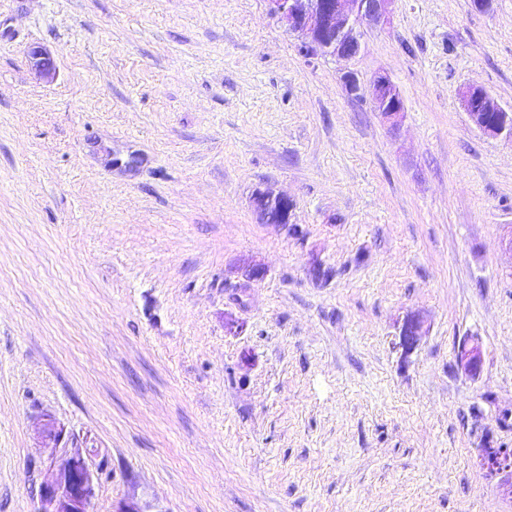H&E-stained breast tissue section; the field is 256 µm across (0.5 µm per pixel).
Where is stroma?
<instances>
[{
    "label": "stroma",
    "mask_w": 512,
    "mask_h": 512,
    "mask_svg": "<svg viewBox=\"0 0 512 512\" xmlns=\"http://www.w3.org/2000/svg\"><path fill=\"white\" fill-rule=\"evenodd\" d=\"M360 39L306 51L268 0H0V512L36 510L47 415L92 512H512L479 461L512 448V142L460 100L512 112V0H395ZM346 90L351 95L368 94L381 114L393 126H396L403 118V99L394 83L384 74L375 76L372 81L364 86L355 74L344 77ZM461 102L472 123L487 137L512 141V113L504 110L483 89L466 87ZM497 113L495 117L487 113ZM255 200L261 201L259 213L265 224L288 226L293 203L288 197L257 192ZM424 333V321L418 315H409L404 319L399 331L398 347L404 352L411 351ZM483 359V347L478 337H467L459 344L456 353V363L466 376L474 379L477 378L483 367Z\"/></svg>",
    "instance_id": "stroma-1"
}]
</instances>
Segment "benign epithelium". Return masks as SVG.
Instances as JSON below:
<instances>
[{"mask_svg": "<svg viewBox=\"0 0 512 512\" xmlns=\"http://www.w3.org/2000/svg\"><path fill=\"white\" fill-rule=\"evenodd\" d=\"M271 12L288 29L301 34L305 43L341 59L355 57L361 45L356 36L363 22L386 23L392 15L394 0H268ZM37 71L43 76L53 73L51 59L36 48L31 52ZM346 90L352 95L367 94L392 125L404 115L403 99L394 83L384 74L375 76L364 86L354 74L344 77ZM461 102L472 123L487 137L512 141V113L480 88L467 87ZM259 213L265 224H290L292 201L284 196L257 192ZM424 333V321L417 315L404 319L399 331L398 347L411 351ZM483 347L476 336L465 338L458 346L456 363L468 377L477 378L483 367ZM92 450L77 445L62 447L58 461L50 465L47 479L40 485L38 512H90L95 496L97 472L91 464ZM481 466L491 475L501 476L499 491L512 499V456L504 450L490 448L480 457Z\"/></svg>", "mask_w": 512, "mask_h": 512, "instance_id": "benign-epithelium-1", "label": "benign epithelium"}]
</instances>
